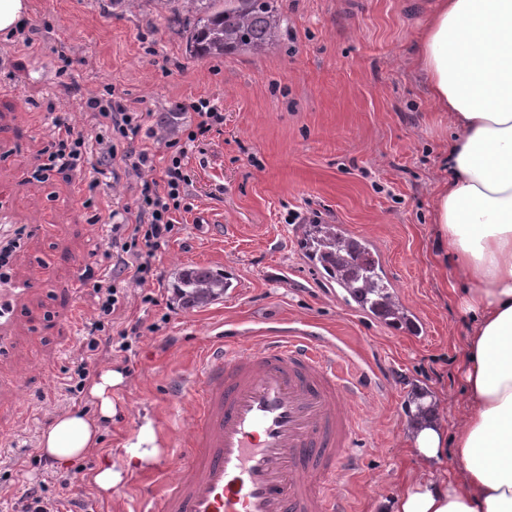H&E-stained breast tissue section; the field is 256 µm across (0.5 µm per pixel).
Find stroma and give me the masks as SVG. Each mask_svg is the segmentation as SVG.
<instances>
[{
	"mask_svg": "<svg viewBox=\"0 0 512 512\" xmlns=\"http://www.w3.org/2000/svg\"><path fill=\"white\" fill-rule=\"evenodd\" d=\"M31 46L0 37V204L15 224L46 219L49 237L26 238L33 279L26 324L0 375L20 380L15 401H0V512L27 496L62 498L75 512H137L160 477L133 483L126 451L144 424L156 447L147 463L177 453L190 423L176 374L190 370L211 336L254 344L263 332L306 328L333 338L390 389L371 397L373 440L349 483L350 512H381L402 489L416 459L395 429L412 385L425 403L463 411L461 391L468 323L451 292L452 273L438 257L433 202L448 119L436 112L413 57L432 0H281L287 20L279 44L260 54L195 58L185 52L180 22L156 0L116 13L110 0H30ZM111 90L147 125L189 123L200 99L217 104L224 124L190 150L189 211L179 231L154 254L158 277L129 287L113 327L99 338L91 375L106 366L123 381L112 389L115 412L101 443L83 459L58 466L39 447L61 411L91 409L61 383L77 357L85 321L99 314L95 277H122L106 235L110 210L133 206L139 185L120 161L95 181L88 165L41 175L53 149L55 118L92 132L88 98ZM313 215L368 238L392 287L428 323L412 339L355 312L345 293L305 260L295 223ZM49 263L57 293L35 281L32 260ZM182 268L229 274L227 294L186 307L173 288ZM132 329L131 349L114 351ZM52 377L31 373L37 361ZM120 474L110 496L86 476L103 460Z\"/></svg>",
	"mask_w": 512,
	"mask_h": 512,
	"instance_id": "obj_1",
	"label": "stroma"
}]
</instances>
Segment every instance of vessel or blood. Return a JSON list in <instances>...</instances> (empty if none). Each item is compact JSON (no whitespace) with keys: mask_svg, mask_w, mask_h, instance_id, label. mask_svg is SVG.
Masks as SVG:
<instances>
[{"mask_svg":"<svg viewBox=\"0 0 512 512\" xmlns=\"http://www.w3.org/2000/svg\"><path fill=\"white\" fill-rule=\"evenodd\" d=\"M23 255L13 251L0 289V360L22 326L18 312L29 279L12 277ZM343 257L340 272L358 311L382 323L421 332L420 317L392 297L370 307L368 294ZM350 357L308 329L268 331L255 348L219 340L178 383L193 409V424L173 460V477L147 491L148 512H349L337 483L357 469L356 448L366 434L368 391Z\"/></svg>","mask_w":512,"mask_h":512,"instance_id":"b4317fda","label":"vessel or blood"}]
</instances>
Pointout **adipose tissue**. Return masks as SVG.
<instances>
[{"label":"adipose tissue","instance_id":"1","mask_svg":"<svg viewBox=\"0 0 512 512\" xmlns=\"http://www.w3.org/2000/svg\"><path fill=\"white\" fill-rule=\"evenodd\" d=\"M414 63L451 131L434 224L469 323L465 408L452 429L414 441L416 466L391 512H512V0H436ZM119 372L104 369L89 394L96 414L56 415L39 445L67 464L100 441ZM450 457V474L435 462Z\"/></svg>","mask_w":512,"mask_h":512}]
</instances>
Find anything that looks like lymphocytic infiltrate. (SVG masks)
<instances>
[{"instance_id":"1","label":"lymphocytic infiltrate","mask_w":512,"mask_h":512,"mask_svg":"<svg viewBox=\"0 0 512 512\" xmlns=\"http://www.w3.org/2000/svg\"><path fill=\"white\" fill-rule=\"evenodd\" d=\"M86 107L96 134L76 129L65 119H55L54 149L43 169L62 171L81 161L100 175L104 172V160L119 156L126 175L136 179L140 190L134 207L110 211L111 246L122 259L129 283L142 287L156 275L152 262L154 250L171 238L176 227L174 215L185 207L186 188L191 182L185 165L188 152L200 138L223 126L224 114L210 100L194 102L190 123L165 129L160 134L166 152L158 158L149 149L131 146L143 128L142 113L128 111L108 93L90 98ZM120 141L128 144L121 153L116 150ZM95 286L100 298V316L84 326L81 355L64 387L72 397L81 393L89 377L90 364L99 346L98 335L105 330L106 318L114 316L126 299L117 279H99Z\"/></svg>"}]
</instances>
